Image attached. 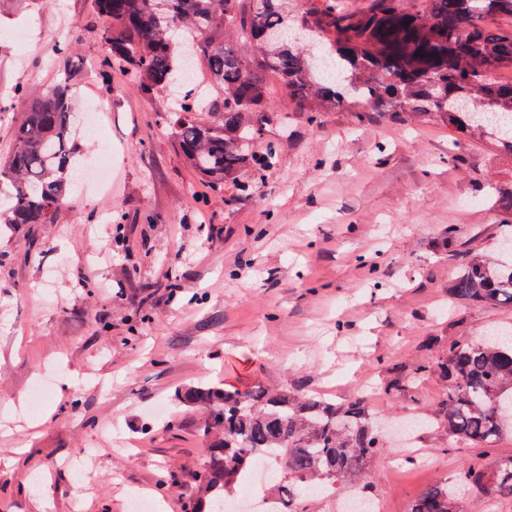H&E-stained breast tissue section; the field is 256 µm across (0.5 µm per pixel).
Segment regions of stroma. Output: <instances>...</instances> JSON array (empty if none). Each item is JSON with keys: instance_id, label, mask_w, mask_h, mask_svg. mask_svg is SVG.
<instances>
[{"instance_id": "35a3bbf8", "label": "stroma", "mask_w": 512, "mask_h": 512, "mask_svg": "<svg viewBox=\"0 0 512 512\" xmlns=\"http://www.w3.org/2000/svg\"><path fill=\"white\" fill-rule=\"evenodd\" d=\"M111 34L96 0H0V159L19 89L66 78L76 164L111 169L105 187L77 181L54 223L0 224V448H25L0 460V512H129L135 492L183 512L208 446L174 398L192 387L366 394L394 420L434 408L437 376L416 404L381 383L512 322L448 305L462 254L506 220L488 197L512 161L478 144L447 160V129L427 122L309 123L272 75L269 110L291 118L276 164L211 189L170 135L171 93L103 68ZM409 447L436 467L407 464ZM472 454L442 431L406 435L373 463V492L406 512ZM171 471L178 485L158 488Z\"/></svg>"}]
</instances>
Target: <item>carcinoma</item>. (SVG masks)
Instances as JSON below:
<instances>
[{"mask_svg":"<svg viewBox=\"0 0 512 512\" xmlns=\"http://www.w3.org/2000/svg\"><path fill=\"white\" fill-rule=\"evenodd\" d=\"M288 0H98L112 24L111 56L144 86L171 88L188 60L203 58L211 81L224 88L213 118L193 113L204 103L182 99L170 121L186 164L212 188L275 164L278 145L266 139L267 77L277 75L310 123L324 112L370 111L395 120L422 119L448 129V158L465 142L512 158V0H374L355 11L348 0H310L301 19L313 30L307 46L268 38L293 26ZM28 109L0 163V224H51L71 186L76 154L72 89L63 80L38 92L19 90ZM455 306H512V233L494 247L461 256L448 279ZM436 375L447 384L416 431L442 427L455 443L478 449L451 481L431 484L408 512H477L480 500H512V456L490 449L512 437V329L477 340L448 341L442 354L391 380L386 391L414 398ZM178 401L203 411L199 432L210 439L187 512H224V494L249 473L256 457L280 462L288 483L278 487L284 512H308L314 490L333 482L360 488L389 442L360 397L336 401L300 389H187Z\"/></svg>","mask_w":512,"mask_h":512,"instance_id":"cac0c4a2","label":"carcinoma"}]
</instances>
